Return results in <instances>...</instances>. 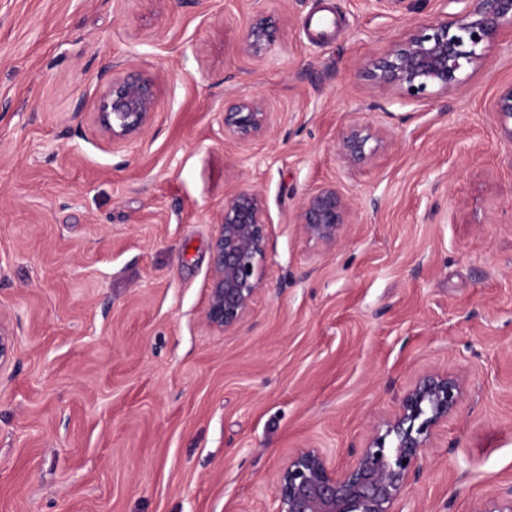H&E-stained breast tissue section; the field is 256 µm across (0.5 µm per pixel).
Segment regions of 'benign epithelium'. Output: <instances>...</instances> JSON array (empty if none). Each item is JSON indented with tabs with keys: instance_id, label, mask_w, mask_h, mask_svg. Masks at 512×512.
<instances>
[{
	"instance_id": "obj_1",
	"label": "benign epithelium",
	"mask_w": 512,
	"mask_h": 512,
	"mask_svg": "<svg viewBox=\"0 0 512 512\" xmlns=\"http://www.w3.org/2000/svg\"><path fill=\"white\" fill-rule=\"evenodd\" d=\"M445 11L428 27L409 34L385 55L372 59L368 74L381 94L397 90L422 99L436 88L451 91L464 73L485 57L488 46L512 30V0H444ZM280 22L253 16L241 51L263 58L277 40ZM97 122L111 139L132 141L149 124L157 100V81L137 71H112L96 90ZM494 111L512 120V85L494 100ZM224 135L247 142L268 129V113L259 98L242 99L224 109ZM369 136L351 128L341 152L351 162L369 158ZM350 203L334 185L306 196L297 215L310 240L333 244L346 223ZM268 216L260 193L242 189L225 202L219 232L212 245L211 284L204 313L206 325L218 332L237 327L250 313L262 290V266L268 241ZM12 334L0 322V369L11 358ZM459 381L431 371L403 396L385 430H376L356 453L353 465L339 470L320 451L299 450L274 480L273 512H402L395 509L418 478L436 429L461 404ZM504 500L479 503L474 512H512V488Z\"/></svg>"
}]
</instances>
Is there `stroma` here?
I'll list each match as a JSON object with an SVG mask.
<instances>
[{
	"label": "stroma",
	"instance_id": "1",
	"mask_svg": "<svg viewBox=\"0 0 512 512\" xmlns=\"http://www.w3.org/2000/svg\"><path fill=\"white\" fill-rule=\"evenodd\" d=\"M442 0H0V512H273L302 448L351 461L424 374L464 399L404 512L512 487V33L449 93H378L381 55ZM280 19L246 56L254 14ZM113 65L159 81L130 142L96 120ZM263 100L260 138L224 106ZM368 134L354 165L340 141ZM351 208L307 239L304 198ZM262 195V291L204 322L225 200ZM280 22L267 15L253 16L241 44V51L253 58H263L277 40ZM223 122L225 136L247 142L267 131L268 112L261 99H242L224 109ZM349 206V201L336 185L321 187L304 198L297 224L308 239L333 244L346 224Z\"/></svg>",
	"mask_w": 512,
	"mask_h": 512
}]
</instances>
